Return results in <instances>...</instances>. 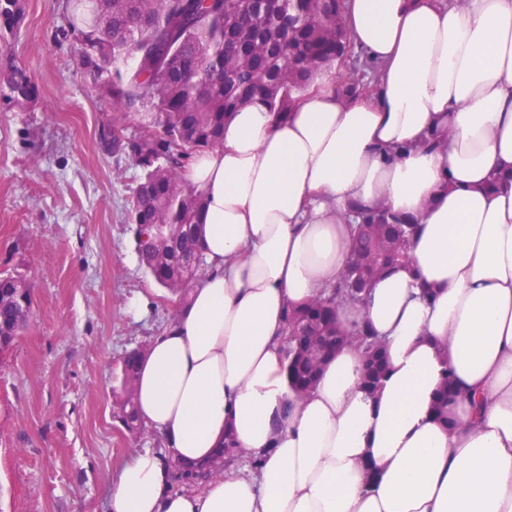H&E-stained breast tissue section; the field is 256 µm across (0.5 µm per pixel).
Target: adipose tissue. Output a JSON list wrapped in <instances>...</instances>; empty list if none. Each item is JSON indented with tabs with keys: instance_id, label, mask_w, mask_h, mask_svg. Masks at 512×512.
I'll return each instance as SVG.
<instances>
[{
	"instance_id": "1",
	"label": "adipose tissue",
	"mask_w": 512,
	"mask_h": 512,
	"mask_svg": "<svg viewBox=\"0 0 512 512\" xmlns=\"http://www.w3.org/2000/svg\"><path fill=\"white\" fill-rule=\"evenodd\" d=\"M344 23L379 66L370 95L326 72L284 119L234 112L191 164L206 267L139 364L161 446L108 512H512V0H347ZM374 207L414 220L410 262L336 314L383 343L382 383L348 346L296 396L286 314L342 278ZM228 432L259 470L176 488Z\"/></svg>"
}]
</instances>
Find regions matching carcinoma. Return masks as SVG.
<instances>
[{
    "label": "carcinoma",
    "mask_w": 512,
    "mask_h": 512,
    "mask_svg": "<svg viewBox=\"0 0 512 512\" xmlns=\"http://www.w3.org/2000/svg\"><path fill=\"white\" fill-rule=\"evenodd\" d=\"M67 19L85 75L117 112L141 115L142 131L112 129L104 149L142 171L129 202L137 253L153 282L184 300L206 261L196 246L202 199L187 185L197 155L222 148L224 122L262 103L281 117L298 94L336 62L348 38L345 0H70ZM17 103L36 94L12 63L0 71V92ZM162 118V131L153 130ZM416 225L386 211L370 212L351 242L347 272L336 288L287 314L286 373L299 394L316 385L327 359L344 342L336 307L359 303L377 276L406 265ZM33 302L12 276L0 277V353L30 326ZM363 356V383L374 393L385 371L379 341L362 328L352 337ZM143 350L122 360L120 419L145 429L134 400Z\"/></svg>",
    "instance_id": "carcinoma-1"
}]
</instances>
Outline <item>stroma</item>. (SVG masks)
Here are the masks:
<instances>
[{
  "instance_id": "obj_1",
  "label": "stroma",
  "mask_w": 512,
  "mask_h": 512,
  "mask_svg": "<svg viewBox=\"0 0 512 512\" xmlns=\"http://www.w3.org/2000/svg\"><path fill=\"white\" fill-rule=\"evenodd\" d=\"M66 16L67 0H20L0 29V54L37 89L20 106L0 95V273L28 280L35 312L0 356V512H106L113 476L159 445L118 417L120 365L175 299L138 261L126 206L141 172L101 144L140 119L118 118L84 75Z\"/></svg>"
}]
</instances>
